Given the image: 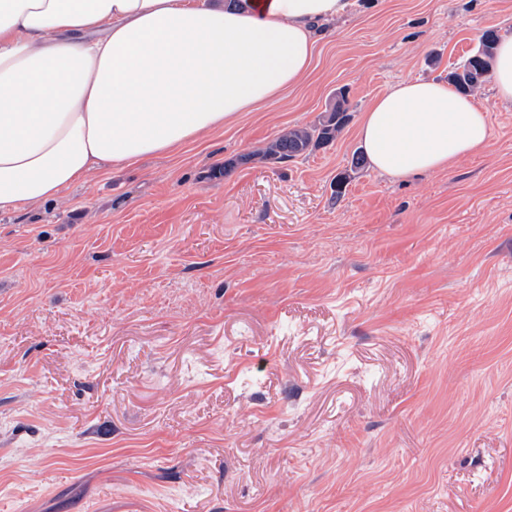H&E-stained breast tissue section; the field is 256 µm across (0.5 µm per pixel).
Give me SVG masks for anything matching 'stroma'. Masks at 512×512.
<instances>
[{
	"label": "stroma",
	"mask_w": 512,
	"mask_h": 512,
	"mask_svg": "<svg viewBox=\"0 0 512 512\" xmlns=\"http://www.w3.org/2000/svg\"><path fill=\"white\" fill-rule=\"evenodd\" d=\"M323 30L260 111L0 210V512H512V104L474 91L489 145L446 170L351 168L369 103L512 0ZM341 89L334 142L238 164Z\"/></svg>",
	"instance_id": "35a3bbf8"
}]
</instances>
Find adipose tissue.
<instances>
[{"label": "adipose tissue", "instance_id": "adipose-tissue-1", "mask_svg": "<svg viewBox=\"0 0 512 512\" xmlns=\"http://www.w3.org/2000/svg\"><path fill=\"white\" fill-rule=\"evenodd\" d=\"M348 0H0V209L93 172L176 152L310 72L319 24ZM370 165L394 179L485 150L470 97L402 80L366 109Z\"/></svg>", "mask_w": 512, "mask_h": 512}]
</instances>
